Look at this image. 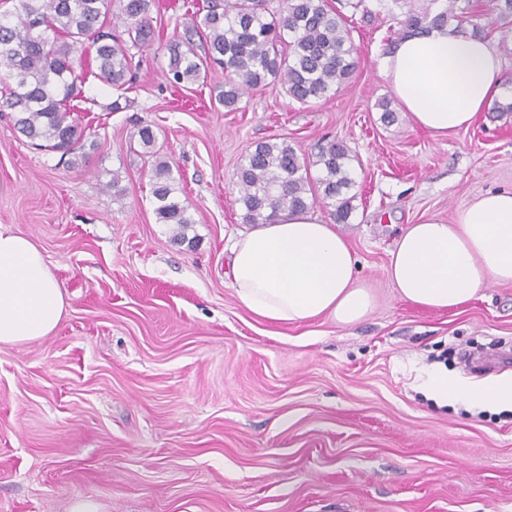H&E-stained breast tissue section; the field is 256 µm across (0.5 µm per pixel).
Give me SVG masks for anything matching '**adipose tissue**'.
Returning <instances> with one entry per match:
<instances>
[{
	"mask_svg": "<svg viewBox=\"0 0 512 512\" xmlns=\"http://www.w3.org/2000/svg\"><path fill=\"white\" fill-rule=\"evenodd\" d=\"M380 67L413 123L442 137L467 129L504 91L494 47L445 26L407 33ZM386 274L403 300L433 310L458 308L489 283L511 284L512 191L477 197L454 222L429 217L410 225L389 253ZM231 277L239 303L273 324L326 315L350 325L373 306L346 239L310 211L285 213L241 235ZM64 310V294L41 251L0 228V344L50 335ZM425 388L443 404L512 409V377L476 388L436 369Z\"/></svg>",
	"mask_w": 512,
	"mask_h": 512,
	"instance_id": "obj_1",
	"label": "adipose tissue"
}]
</instances>
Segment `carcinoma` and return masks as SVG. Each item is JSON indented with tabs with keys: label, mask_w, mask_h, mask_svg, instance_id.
I'll use <instances>...</instances> for the list:
<instances>
[{
	"label": "carcinoma",
	"mask_w": 512,
	"mask_h": 512,
	"mask_svg": "<svg viewBox=\"0 0 512 512\" xmlns=\"http://www.w3.org/2000/svg\"><path fill=\"white\" fill-rule=\"evenodd\" d=\"M0 10V112L13 114L14 125L41 149L86 158L85 127L78 115L82 74L75 67L84 41H92L97 76L116 90L131 82L132 50L150 46L158 29L151 16L155 0H11ZM472 17L470 0H426L405 15L397 35L449 19L462 28ZM166 74L173 85L207 79L219 68L224 89L216 102L235 110L241 95L270 82L300 103L327 100L356 67L357 48L343 14L329 0H204L190 14L183 34L170 43ZM151 159L154 212L162 224L178 227V236L194 220L178 196L169 163L154 151L156 135L146 125L134 132ZM354 157L341 142L299 156L286 141H265L248 153L238 172L236 203L245 224H272L281 214L321 204L338 223L346 222L357 198L351 176ZM322 176L311 182L309 170Z\"/></svg>",
	"instance_id": "1"
}]
</instances>
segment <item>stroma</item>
<instances>
[{
	"label": "stroma",
	"instance_id": "stroma-1",
	"mask_svg": "<svg viewBox=\"0 0 512 512\" xmlns=\"http://www.w3.org/2000/svg\"><path fill=\"white\" fill-rule=\"evenodd\" d=\"M163 2L164 39L140 54L123 111L107 112L116 93L93 46L80 50L85 165L0 113V225L36 244L68 302L49 336L0 345V512L83 499L99 512H512V410L442 406L422 387L437 366L473 385L512 372V357L489 371L448 358L512 346V284L441 311L404 301L385 274L408 225L512 190V113L487 107L448 138L403 111L381 123L385 38L410 0L348 15L356 68L330 99L301 104L271 83L230 112L211 85L166 82L186 17L183 0ZM142 125L194 220L187 242L156 219L130 145ZM270 139L306 156L338 140L354 157L360 194L337 230L374 298L355 324H272L236 300L238 171ZM114 178L122 196L104 188Z\"/></svg>",
	"mask_w": 512,
	"mask_h": 512
}]
</instances>
